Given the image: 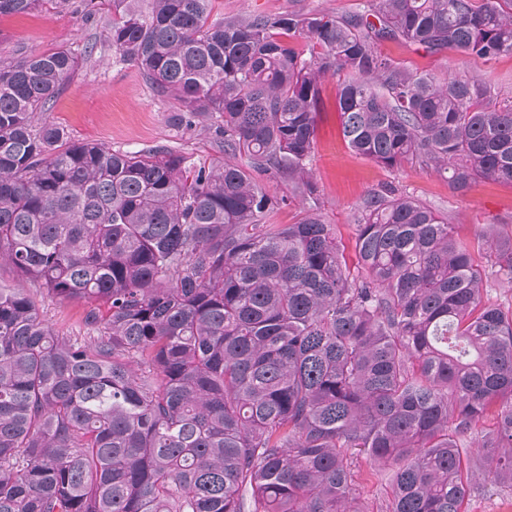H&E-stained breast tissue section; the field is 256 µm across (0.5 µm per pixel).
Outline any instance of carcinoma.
<instances>
[{"label":"carcinoma","mask_w":512,"mask_h":512,"mask_svg":"<svg viewBox=\"0 0 512 512\" xmlns=\"http://www.w3.org/2000/svg\"><path fill=\"white\" fill-rule=\"evenodd\" d=\"M148 2L116 7L108 40L181 118L214 120L222 161L73 144L41 113L77 57L0 65V262L33 284L0 287V512H364L359 455L390 482L387 512L512 488V308L482 301L471 245L385 188L359 209L354 275L318 208L276 224L260 180L314 199L336 75L353 152L419 160L458 196L512 185V101L376 50L512 56V0L212 22L211 0ZM68 3L0 0V16ZM482 245L512 282V237ZM47 301L81 304L89 340L54 329Z\"/></svg>","instance_id":"obj_1"}]
</instances>
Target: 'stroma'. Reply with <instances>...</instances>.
I'll use <instances>...</instances> for the list:
<instances>
[{
	"instance_id": "1",
	"label": "stroma",
	"mask_w": 512,
	"mask_h": 512,
	"mask_svg": "<svg viewBox=\"0 0 512 512\" xmlns=\"http://www.w3.org/2000/svg\"><path fill=\"white\" fill-rule=\"evenodd\" d=\"M367 0H212L210 17L356 11ZM111 6L89 13L83 0L69 10L50 8L31 15L0 16V62L14 63L30 55L71 50L79 60L44 120L65 126L71 142L101 144L119 152L167 149L196 159L222 158L215 128L202 120L177 121L176 101L160 95L139 70L121 60L106 39L112 24ZM379 53L421 72L475 78L490 87L495 101L512 100V57L488 61L450 54L429 55L417 46L385 42ZM315 150L307 162L317 199L327 222L333 224L345 248L349 267H356V218L370 192L395 187L447 215L460 236L476 241L482 235L512 236V186L476 182L466 196L454 195L447 182L416 162L391 170L353 153L338 132L336 81L323 83Z\"/></svg>"
}]
</instances>
